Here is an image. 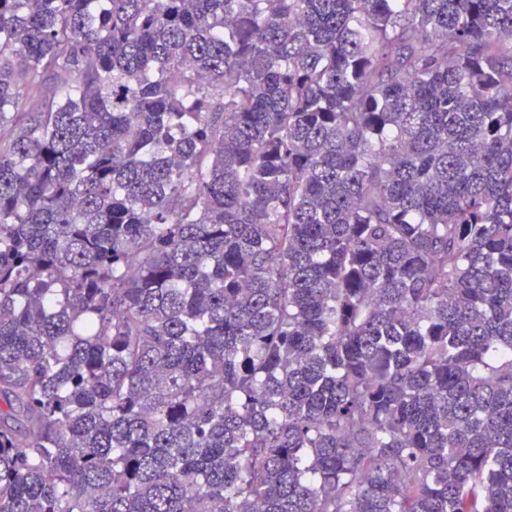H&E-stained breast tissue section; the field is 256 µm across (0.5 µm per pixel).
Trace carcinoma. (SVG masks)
Here are the masks:
<instances>
[{
    "instance_id": "obj_1",
    "label": "carcinoma",
    "mask_w": 512,
    "mask_h": 512,
    "mask_svg": "<svg viewBox=\"0 0 512 512\" xmlns=\"http://www.w3.org/2000/svg\"><path fill=\"white\" fill-rule=\"evenodd\" d=\"M0 512H512V0H0Z\"/></svg>"
}]
</instances>
